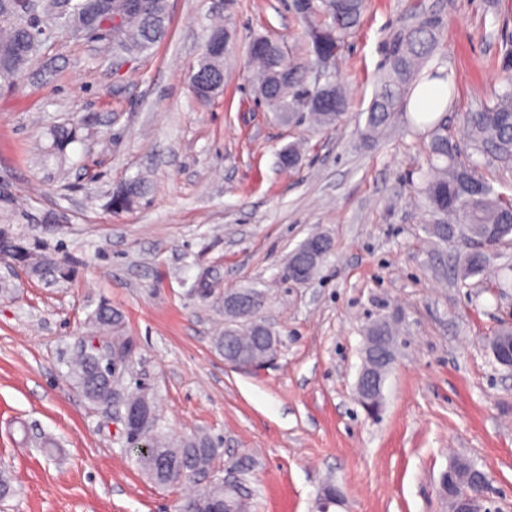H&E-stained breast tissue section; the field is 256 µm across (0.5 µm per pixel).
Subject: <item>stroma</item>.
<instances>
[{"label": "stroma", "mask_w": 512, "mask_h": 512, "mask_svg": "<svg viewBox=\"0 0 512 512\" xmlns=\"http://www.w3.org/2000/svg\"><path fill=\"white\" fill-rule=\"evenodd\" d=\"M165 38L117 58L108 35L59 36L13 85H0V226L69 267L36 275L0 259V471L16 489L0 512H178L192 484L159 486L133 463L121 423L68 378L100 303L135 343L126 384L156 399L173 439L219 441V470L249 464L252 512H449L440 478L458 459L490 479V512H512V371L492 336L512 326V245L488 277L459 274L462 248L428 232L411 193L427 165L412 110L362 139L394 33L441 20L436 61L456 78L448 127L493 101L512 74V0H368L336 56L349 107L320 129L257 104L253 37L306 54L291 0H167ZM229 36L223 91L200 103L190 74L215 25ZM76 129L65 157L53 129ZM301 143L285 170L280 149ZM145 179L137 207L113 190ZM333 253L307 283L285 279L312 232ZM204 282L211 293L194 288ZM255 287L283 339L259 369L224 360L225 291ZM398 319L380 417L355 383L367 326Z\"/></svg>", "instance_id": "stroma-1"}]
</instances>
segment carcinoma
<instances>
[{
    "label": "carcinoma",
    "instance_id": "carcinoma-1",
    "mask_svg": "<svg viewBox=\"0 0 512 512\" xmlns=\"http://www.w3.org/2000/svg\"><path fill=\"white\" fill-rule=\"evenodd\" d=\"M28 0H0V81L12 83L22 76L46 36L38 29L51 25L58 30L76 26L85 33L103 31L112 14H122L123 24L112 29L116 54L143 53L161 41L167 33L166 0H39L43 19L31 17ZM365 0H311L299 15L308 24L309 54L292 59L282 47L263 36L253 38L249 64L260 100L278 119L287 122L307 115L322 128H332L347 109L343 88L334 74L324 84L312 83V72L321 60L334 53L345 36L360 24ZM434 16L419 18L413 25L396 33L387 63L377 80L373 99L367 109L362 136L371 139L385 130L395 113L406 109L414 88L423 80L449 77L437 68L425 69L436 49ZM228 46H219L209 38L205 42L190 80L193 93L208 102L224 86V57ZM506 91L492 103L480 105L465 115L463 133L473 150L489 155L508 171L512 169V76L505 77ZM417 127L428 137L427 169L421 171L414 192L425 206L429 231L441 241L455 234L462 241L488 240L494 244L512 240V197L495 191L485 174L473 163L460 161L459 138L448 130L447 112L421 114ZM149 191L142 179H133L112 195L114 211L133 208ZM12 259H27L25 266L37 272L55 262L44 251L14 244L5 228L0 230V252ZM489 255L463 249L462 277L483 273ZM92 320L107 330L97 340L111 355L121 360L132 358L135 345L124 335V316L107 303L100 304ZM219 351L228 350L240 357L255 353L257 339L241 332L233 340L220 335ZM68 375L85 398L93 403L102 395L112 394V383L102 373L93 342L71 362ZM118 402L138 411L137 428L149 448L135 454L137 468L159 485L194 481L195 474L213 468L219 458L218 448L204 434H194L172 442L156 432V402L148 392L118 393ZM240 500L233 488L221 484L200 483L181 505L180 512H239Z\"/></svg>",
    "mask_w": 512,
    "mask_h": 512
}]
</instances>
